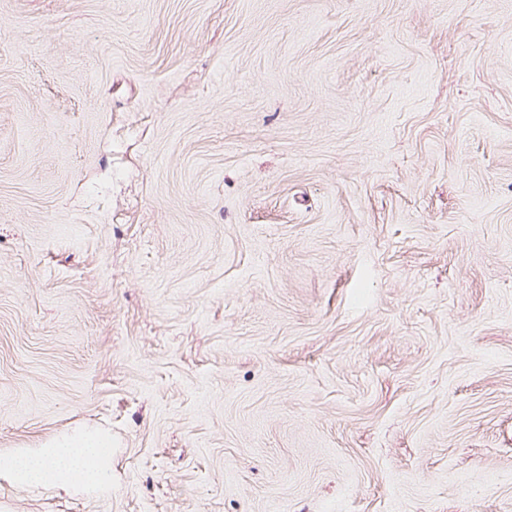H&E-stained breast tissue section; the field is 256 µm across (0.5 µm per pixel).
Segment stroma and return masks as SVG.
<instances>
[{"mask_svg":"<svg viewBox=\"0 0 512 512\" xmlns=\"http://www.w3.org/2000/svg\"><path fill=\"white\" fill-rule=\"evenodd\" d=\"M0 512H512V0H0ZM112 442L105 434L79 429L53 438L40 452L0 456V473L22 488L112 489Z\"/></svg>","mask_w":512,"mask_h":512,"instance_id":"stroma-1","label":"stroma"}]
</instances>
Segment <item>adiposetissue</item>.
Listing matches in <instances>:
<instances>
[{
  "label": "adipose tissue",
  "instance_id": "1",
  "mask_svg": "<svg viewBox=\"0 0 512 512\" xmlns=\"http://www.w3.org/2000/svg\"><path fill=\"white\" fill-rule=\"evenodd\" d=\"M112 442L79 429L53 438L40 452L0 456V473L22 488L105 490L112 486Z\"/></svg>",
  "mask_w": 512,
  "mask_h": 512
}]
</instances>
